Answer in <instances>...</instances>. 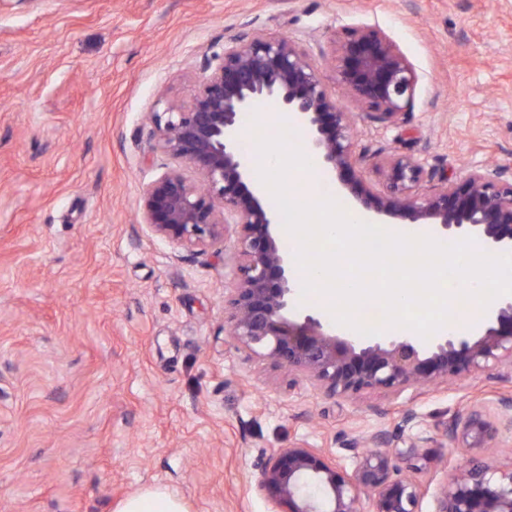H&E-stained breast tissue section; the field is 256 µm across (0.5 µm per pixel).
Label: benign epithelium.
<instances>
[{
  "label": "benign epithelium",
  "mask_w": 512,
  "mask_h": 512,
  "mask_svg": "<svg viewBox=\"0 0 512 512\" xmlns=\"http://www.w3.org/2000/svg\"><path fill=\"white\" fill-rule=\"evenodd\" d=\"M336 82L367 106L373 121L395 123L413 104L418 75L381 29L345 30L335 42ZM275 104L308 133V150L334 173L366 219H389L443 237L473 235L494 252L512 254V169L495 165L422 188L423 167L411 156L386 159L387 187L363 180L347 113L340 110L307 53L286 37L237 36L206 57L188 100L152 113L156 151L169 160L148 186L142 220L170 243L203 252L225 227L237 240L225 265L231 336L238 348L295 371L329 396L363 390L402 393L443 384L464 373L512 365V294L498 297L472 332L448 333L431 345L411 337L345 336L293 304V263L274 232L278 209L254 182L239 141L242 116ZM186 164L198 179L180 169ZM512 427V397L477 399L445 427V448H487L500 426ZM414 435L403 447L374 450L354 440L342 451L348 472L320 448H281L265 463L257 490L272 512H420L426 485L401 476L418 470ZM433 512H512V466L476 461L434 493Z\"/></svg>",
  "instance_id": "7a95c632"
}]
</instances>
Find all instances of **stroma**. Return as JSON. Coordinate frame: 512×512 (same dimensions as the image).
Listing matches in <instances>:
<instances>
[{
	"label": "stroma",
	"mask_w": 512,
	"mask_h": 512,
	"mask_svg": "<svg viewBox=\"0 0 512 512\" xmlns=\"http://www.w3.org/2000/svg\"><path fill=\"white\" fill-rule=\"evenodd\" d=\"M365 25L418 73L404 122L370 121L336 82L335 39ZM240 34L308 52L374 189L393 154L426 187L512 166V0H0V512H114L156 484L189 512H270L257 482L278 449L379 433L430 436L433 489L483 456L443 429L474 395L512 394V368L327 395L234 346V229L196 253L143 225L163 164L151 111Z\"/></svg>",
	"instance_id": "obj_1"
}]
</instances>
